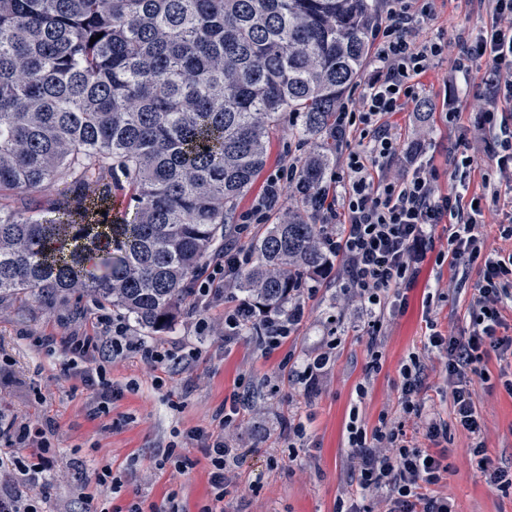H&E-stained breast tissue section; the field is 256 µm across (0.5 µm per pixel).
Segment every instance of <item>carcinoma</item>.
Returning <instances> with one entry per match:
<instances>
[{
  "label": "carcinoma",
  "instance_id": "cac0c4a2",
  "mask_svg": "<svg viewBox=\"0 0 512 512\" xmlns=\"http://www.w3.org/2000/svg\"><path fill=\"white\" fill-rule=\"evenodd\" d=\"M374 0H0V301L89 296L147 332L190 304L283 119L311 149L236 279L283 314L332 262L319 223ZM95 43H90V39Z\"/></svg>",
  "mask_w": 512,
  "mask_h": 512
}]
</instances>
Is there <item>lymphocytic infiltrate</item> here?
<instances>
[{
    "label": "lymphocytic infiltrate",
    "mask_w": 512,
    "mask_h": 512,
    "mask_svg": "<svg viewBox=\"0 0 512 512\" xmlns=\"http://www.w3.org/2000/svg\"><path fill=\"white\" fill-rule=\"evenodd\" d=\"M386 15L371 37L375 46V70L358 95L350 97L340 110L341 135L352 139L340 165L332 174L330 200L321 208V221L340 225L329 241L330 251L344 264V285L339 300L368 319L371 336H378L382 318L395 288L412 282L420 262L433 245L436 225L451 223L447 252L452 259L477 265L479 280L469 303V324L463 334L438 330L428 322L429 334L423 352L409 353L401 367L400 415L381 414L373 429H365L358 408H351L347 426L346 465L359 497H373L379 512H456L453 501L439 486L448 471L436 446L448 438L449 427L463 431L468 439V460L486 482L500 491H512V465H496L487 455L484 421L475 402L474 384L483 379V363L489 356L512 358V325L504 313L512 310V251L486 250L483 228L486 210H494L500 221L501 239L512 241V141L503 139L507 129L505 107L512 103V0H490L494 22L486 36L463 45L459 71L470 61L482 59L488 66V91L481 106L477 130L462 134L466 153L452 159L454 169H468L474 158L468 155L473 141L497 138L491 173L483 174L482 190L474 194L473 206L461 207L459 194L437 189L435 168L424 161L423 147L407 155L409 172L394 174L390 160L398 151L389 119L400 112L417 111L422 78L434 69L448 51L447 44L422 40L416 35L421 21L433 15L436 0H388ZM249 261L243 249H229L199 284V303H208L218 287L232 288L236 273ZM103 335L80 339L77 348L88 352L95 370H84V379L100 375L96 395L97 412H109L118 393L102 374L106 363L130 353L150 365L177 369L179 355L161 350L133 336L123 319L100 317ZM338 347L335 338H325L317 353L301 367L288 373L293 384L310 390L318 388ZM443 360L452 418L444 420L429 412L420 398L429 356ZM231 415L218 418L210 428H194L185 445H202L209 460V484L213 505L201 512H218L224 499V485L236 460L224 434ZM414 434H407V424ZM51 423L14 422L0 425V441L7 446L31 448L30 457L17 458L18 469L31 486H38L54 466L47 434Z\"/></svg>",
    "instance_id": "obj_1"
}]
</instances>
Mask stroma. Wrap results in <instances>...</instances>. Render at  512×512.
<instances>
[{"instance_id": "1", "label": "stroma", "mask_w": 512, "mask_h": 512, "mask_svg": "<svg viewBox=\"0 0 512 512\" xmlns=\"http://www.w3.org/2000/svg\"><path fill=\"white\" fill-rule=\"evenodd\" d=\"M491 26L487 0H436V11L419 27L420 38L449 43L448 55L438 59L422 79L421 99L431 111L432 133L425 156L438 171V187L450 192L454 181L448 164L461 131L476 127L480 113L474 101L484 89V61L472 62L467 78L444 86L459 56L457 43L475 40ZM455 110L454 122L445 114ZM448 227L438 225L434 247L414 282L398 288L396 305L385 313L377 343L382 367L368 373V328L363 319L336 306L343 284L340 264L323 271L319 293L305 301V317L277 349L265 352L258 336L240 333L224 338V314L240 294L219 296L208 305L186 307L163 332L148 336L149 344L187 350L177 371L144 364L131 353L106 367V377L120 396L109 414L92 412L94 389L65 371L71 343L98 334V318L110 306L86 297L45 306L33 301H0V423L53 422L47 438L54 467L40 491L48 512H84L79 487L86 469L109 467L117 492L96 495L98 512H127L139 501L143 512L176 496L184 512H198L211 488L203 449L187 448L189 429L208 427L221 408L238 406L226 432L228 447L237 454L233 480L224 492V512H335L338 499L353 488L345 467L346 424L356 386L368 382L360 406L366 427L378 423L381 412L399 409L397 387L407 355L422 351L426 310L431 294L440 291L437 322L442 330L460 333L478 280L476 266L441 261ZM335 335L338 359L326 380L309 392H292L290 368L300 366L322 337ZM504 367L496 357L485 363L489 383H476L475 401L485 423L488 455L493 463L512 464V396L499 383ZM302 422L307 435L301 447L289 449L288 426ZM177 446L190 462L186 471L166 456ZM466 435L451 431L444 462L448 472L442 490L458 512H512V493L486 483L464 454Z\"/></svg>"}]
</instances>
